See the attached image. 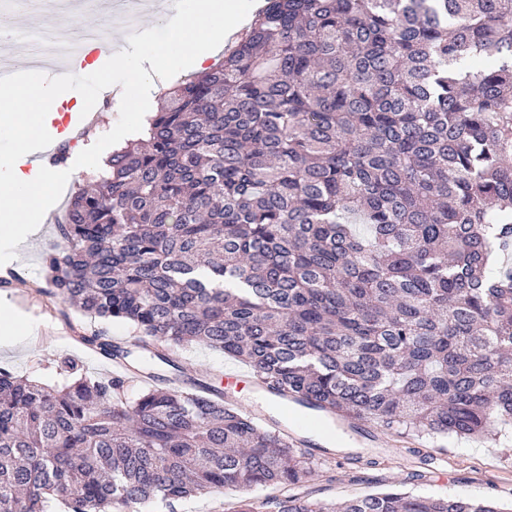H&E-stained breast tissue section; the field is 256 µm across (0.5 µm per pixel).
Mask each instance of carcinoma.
<instances>
[{
  "label": "carcinoma",
  "mask_w": 512,
  "mask_h": 512,
  "mask_svg": "<svg viewBox=\"0 0 512 512\" xmlns=\"http://www.w3.org/2000/svg\"><path fill=\"white\" fill-rule=\"evenodd\" d=\"M49 296L173 369L198 344L274 396L399 437L512 427V0H264L213 69L67 201ZM80 340L132 355L105 331ZM0 369V512H123L226 488L277 512H504L298 492L310 458L206 373L129 401Z\"/></svg>",
  "instance_id": "carcinoma-1"
}]
</instances>
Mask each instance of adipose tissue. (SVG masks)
I'll return each instance as SVG.
<instances>
[{"label":"adipose tissue","mask_w":512,"mask_h":512,"mask_svg":"<svg viewBox=\"0 0 512 512\" xmlns=\"http://www.w3.org/2000/svg\"><path fill=\"white\" fill-rule=\"evenodd\" d=\"M244 18L238 0H194L182 15L166 20L142 54L116 55L126 83L139 90L144 83L143 62H150L153 72L166 73L181 62L195 70H205L210 60L221 52Z\"/></svg>","instance_id":"adipose-tissue-1"}]
</instances>
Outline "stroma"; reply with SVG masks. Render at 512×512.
Listing matches in <instances>:
<instances>
[{"label": "stroma", "instance_id": "35a3bbf8", "mask_svg": "<svg viewBox=\"0 0 512 512\" xmlns=\"http://www.w3.org/2000/svg\"><path fill=\"white\" fill-rule=\"evenodd\" d=\"M58 240L57 226L42 222L40 230L18 248L20 259L15 267L25 279L40 280L43 254ZM0 313L17 320L13 334L0 337V368L31 381L50 386L60 381L57 366L61 361L77 363L89 376L104 379L110 371L104 361L78 340L50 342L49 337L62 328L83 325L96 328L73 307L46 296L27 295L22 288H0ZM182 369L205 368L216 387L224 385L225 368L244 369L242 361L200 345H192L180 354ZM347 451L380 458L374 468H359L344 463L342 456L314 460L315 477L304 491L312 498L340 503L375 490L397 489L428 497H459L472 501H493L500 507L512 506V432L490 440L462 437L451 440H417L421 453L440 458L437 469L420 471L415 456L366 439L344 437ZM277 489L254 486L224 489L211 495L180 500L183 512H233L241 498L262 504V512H272L267 503L277 497Z\"/></svg>", "mask_w": 512, "mask_h": 512}]
</instances>
